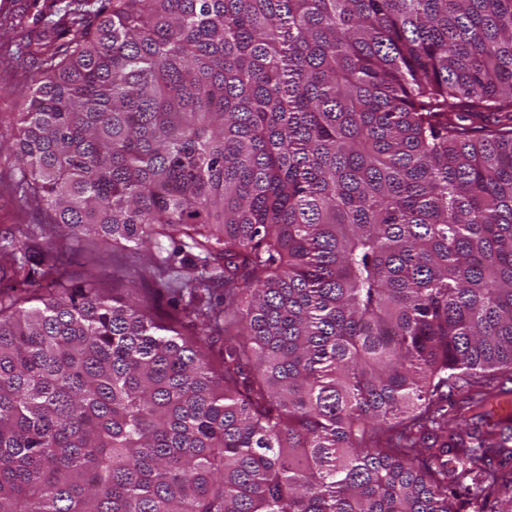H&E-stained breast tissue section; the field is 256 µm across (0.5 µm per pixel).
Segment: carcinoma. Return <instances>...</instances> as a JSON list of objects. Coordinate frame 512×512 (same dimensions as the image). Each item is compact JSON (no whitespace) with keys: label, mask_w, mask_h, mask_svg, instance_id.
I'll return each instance as SVG.
<instances>
[{"label":"carcinoma","mask_w":512,"mask_h":512,"mask_svg":"<svg viewBox=\"0 0 512 512\" xmlns=\"http://www.w3.org/2000/svg\"><path fill=\"white\" fill-rule=\"evenodd\" d=\"M30 58L11 194L178 309L0 232V512H512V0H100ZM57 247L66 251L67 268L74 282H81L91 274L101 280L102 288L112 296V289L122 293L127 288L128 279L134 269L147 267L149 255H136L128 251L105 245L97 238H90L81 243L53 239ZM92 254L100 256L99 262H91Z\"/></svg>","instance_id":"1"}]
</instances>
